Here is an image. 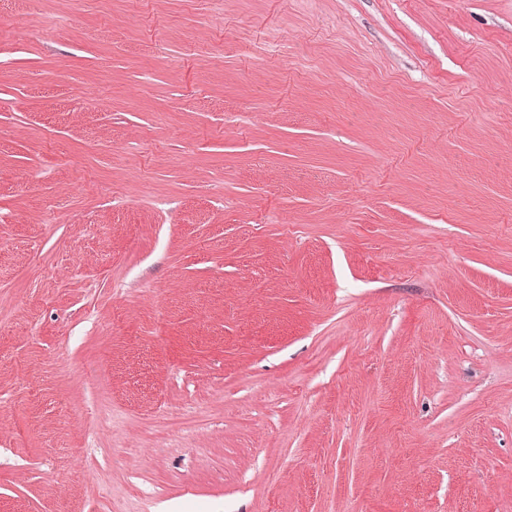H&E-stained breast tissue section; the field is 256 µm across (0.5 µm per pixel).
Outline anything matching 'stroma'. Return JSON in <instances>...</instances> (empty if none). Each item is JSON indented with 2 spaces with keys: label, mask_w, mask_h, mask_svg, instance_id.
<instances>
[{
  "label": "stroma",
  "mask_w": 512,
  "mask_h": 512,
  "mask_svg": "<svg viewBox=\"0 0 512 512\" xmlns=\"http://www.w3.org/2000/svg\"><path fill=\"white\" fill-rule=\"evenodd\" d=\"M0 512H512V0H0Z\"/></svg>",
  "instance_id": "obj_1"
}]
</instances>
